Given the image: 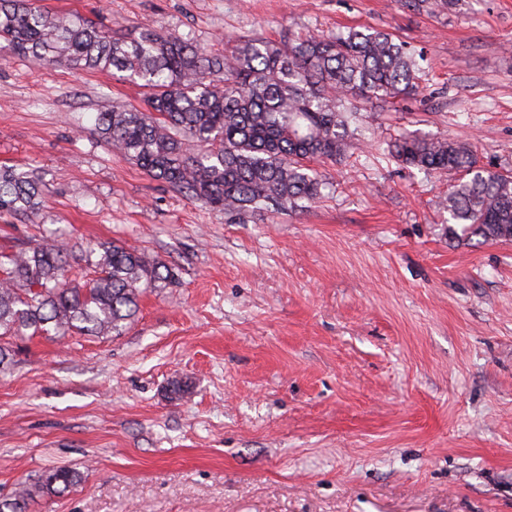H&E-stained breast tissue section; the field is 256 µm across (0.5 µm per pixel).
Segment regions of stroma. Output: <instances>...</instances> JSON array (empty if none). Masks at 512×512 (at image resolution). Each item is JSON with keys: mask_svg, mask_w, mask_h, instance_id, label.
<instances>
[{"mask_svg": "<svg viewBox=\"0 0 512 512\" xmlns=\"http://www.w3.org/2000/svg\"><path fill=\"white\" fill-rule=\"evenodd\" d=\"M39 4L217 54L383 29L422 55L423 91L374 102L344 158L315 162L320 202L235 216L100 141L96 113L143 106L119 72L1 59L0 165L33 171L45 202L0 218V246L117 240L176 280L122 335L9 338L0 498L68 467L78 485L29 512H512V240L468 238L442 209L451 180L387 152L415 131L512 171V0Z\"/></svg>", "mask_w": 512, "mask_h": 512, "instance_id": "stroma-1", "label": "stroma"}]
</instances>
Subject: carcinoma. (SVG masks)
I'll use <instances>...</instances> for the list:
<instances>
[{"label":"carcinoma","instance_id":"1","mask_svg":"<svg viewBox=\"0 0 512 512\" xmlns=\"http://www.w3.org/2000/svg\"><path fill=\"white\" fill-rule=\"evenodd\" d=\"M0 52L39 64L109 70L138 83L147 110L114 108L95 129L115 154L188 200L226 213H281L322 198L310 166L335 161L350 145V125L383 97L420 94L414 52L393 34L352 28L300 34L286 47L257 33L224 54L208 55L190 38L151 26L116 38L76 13H52L36 0H0ZM389 155L407 167L458 176L445 209L466 234L512 239V176L479 165L469 146L401 134ZM41 184L17 166L0 167V215L25 216L41 205ZM93 276L69 274L72 251L57 238L0 247V336H119L140 297L174 279L144 250L103 242L86 250ZM79 473L60 467L39 481L64 493ZM24 489L0 512H26Z\"/></svg>","mask_w":512,"mask_h":512}]
</instances>
